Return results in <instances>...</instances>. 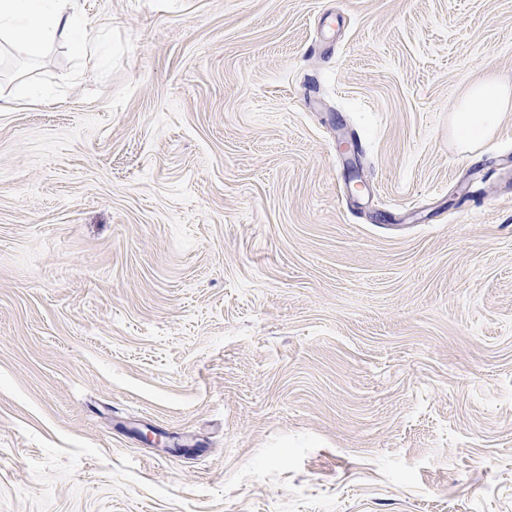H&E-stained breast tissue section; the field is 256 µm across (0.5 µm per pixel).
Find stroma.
<instances>
[{
	"mask_svg": "<svg viewBox=\"0 0 512 512\" xmlns=\"http://www.w3.org/2000/svg\"><path fill=\"white\" fill-rule=\"evenodd\" d=\"M78 9L0 48V512H512V0ZM509 104L504 86L487 80L473 86L460 103L454 116V129L459 141L469 145L493 129L499 112Z\"/></svg>",
	"mask_w": 512,
	"mask_h": 512,
	"instance_id": "1",
	"label": "stroma"
}]
</instances>
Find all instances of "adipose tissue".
<instances>
[{
	"label": "adipose tissue",
	"instance_id": "adipose-tissue-1",
	"mask_svg": "<svg viewBox=\"0 0 512 512\" xmlns=\"http://www.w3.org/2000/svg\"><path fill=\"white\" fill-rule=\"evenodd\" d=\"M0 40L27 51L60 41L90 60L98 52L87 36L77 0H0ZM511 103L512 95L496 81L473 86L454 116L459 141L468 145L487 136L499 113Z\"/></svg>",
	"mask_w": 512,
	"mask_h": 512
}]
</instances>
